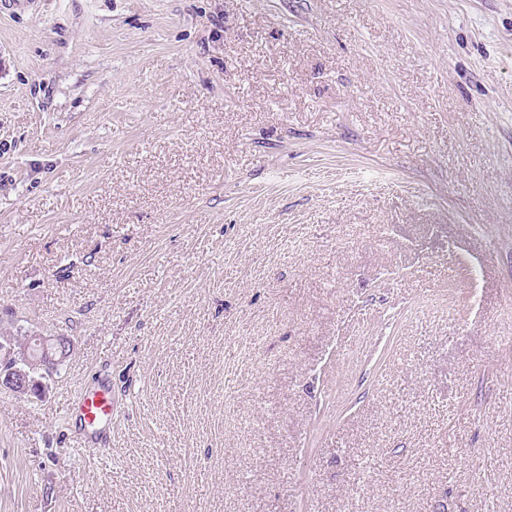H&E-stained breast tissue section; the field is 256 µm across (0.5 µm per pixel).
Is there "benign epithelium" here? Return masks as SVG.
Masks as SVG:
<instances>
[{
    "mask_svg": "<svg viewBox=\"0 0 512 512\" xmlns=\"http://www.w3.org/2000/svg\"><path fill=\"white\" fill-rule=\"evenodd\" d=\"M42 352L36 356L26 348L0 343V388L16 395L35 394L41 379L52 374L70 356L71 343L65 336H40Z\"/></svg>",
    "mask_w": 512,
    "mask_h": 512,
    "instance_id": "obj_1",
    "label": "benign epithelium"
}]
</instances>
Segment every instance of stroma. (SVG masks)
<instances>
[{"label": "stroma", "instance_id": "1", "mask_svg": "<svg viewBox=\"0 0 512 512\" xmlns=\"http://www.w3.org/2000/svg\"><path fill=\"white\" fill-rule=\"evenodd\" d=\"M1 329L0 512H512V0H10ZM41 344L39 356L27 348L0 343V388L23 396L38 393L41 379L57 371L70 356L71 343L65 336H36ZM70 411L84 447L105 443L110 435L114 415L110 382L101 379L93 386H81Z\"/></svg>", "mask_w": 512, "mask_h": 512}]
</instances>
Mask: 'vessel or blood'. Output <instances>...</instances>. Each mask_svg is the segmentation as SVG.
Here are the masks:
<instances>
[{
  "mask_svg": "<svg viewBox=\"0 0 512 512\" xmlns=\"http://www.w3.org/2000/svg\"><path fill=\"white\" fill-rule=\"evenodd\" d=\"M114 402L108 380L80 387L71 407V417L83 445L105 443L110 435Z\"/></svg>",
  "mask_w": 512,
  "mask_h": 512,
  "instance_id": "vessel-or-blood-1",
  "label": "vessel or blood"
}]
</instances>
